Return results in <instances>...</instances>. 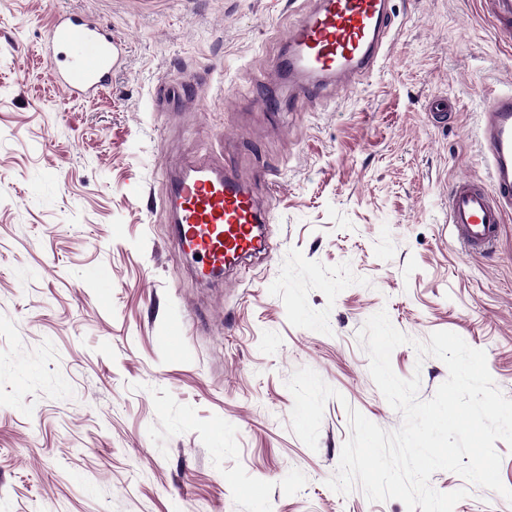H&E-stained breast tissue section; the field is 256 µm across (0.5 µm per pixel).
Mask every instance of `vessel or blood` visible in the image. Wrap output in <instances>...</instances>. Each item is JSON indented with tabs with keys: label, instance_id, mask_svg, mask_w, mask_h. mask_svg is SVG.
I'll return each mask as SVG.
<instances>
[{
	"label": "vessel or blood",
	"instance_id": "obj_1",
	"mask_svg": "<svg viewBox=\"0 0 512 512\" xmlns=\"http://www.w3.org/2000/svg\"><path fill=\"white\" fill-rule=\"evenodd\" d=\"M386 0H315L287 33L288 80L310 88L302 107L315 103L323 83L340 74H368L391 40ZM64 50L67 66L55 77L70 98L99 95L110 83L125 48L88 17L61 13L54 20L47 54ZM482 148L490 162V188L470 180L456 183L448 196V222L462 246L481 254L496 247L502 224L512 212V92L486 104ZM162 210L178 247L197 261L196 276L221 280L225 268L263 249L269 222L255 188L267 173L245 175L223 163L193 161L163 167Z\"/></svg>",
	"mask_w": 512,
	"mask_h": 512
}]
</instances>
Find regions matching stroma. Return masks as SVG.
Masks as SVG:
<instances>
[{"label": "stroma", "mask_w": 512, "mask_h": 512, "mask_svg": "<svg viewBox=\"0 0 512 512\" xmlns=\"http://www.w3.org/2000/svg\"><path fill=\"white\" fill-rule=\"evenodd\" d=\"M310 2L0 0V512H407L327 485L349 410L402 424L358 339L382 310L419 399L449 375L414 348L436 331L485 351L512 398V217L487 254L448 222L457 181L489 182L483 109L512 90V37L486 0H390L374 71L305 110L274 70ZM63 11L126 44L98 96L54 82ZM168 84L179 101L158 103ZM161 145L174 167L273 174L267 255L195 278L161 211ZM302 367L337 392L313 449L291 429ZM430 484L467 490L453 512H512L456 473Z\"/></svg>", "instance_id": "stroma-1"}]
</instances>
